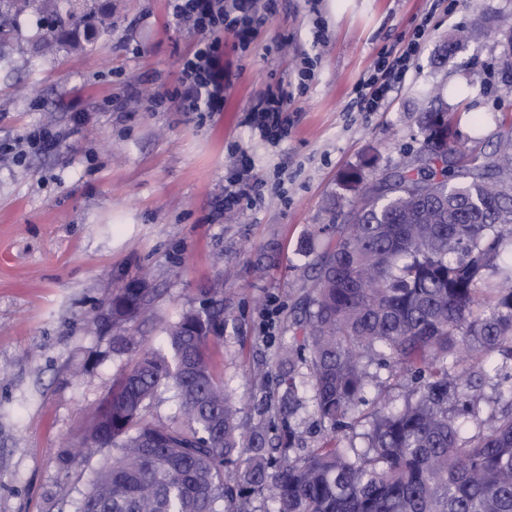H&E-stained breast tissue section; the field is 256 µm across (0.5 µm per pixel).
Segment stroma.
<instances>
[{
    "label": "stroma",
    "mask_w": 512,
    "mask_h": 512,
    "mask_svg": "<svg viewBox=\"0 0 512 512\" xmlns=\"http://www.w3.org/2000/svg\"><path fill=\"white\" fill-rule=\"evenodd\" d=\"M93 36L61 40L38 14H15L0 41V512H73L100 460L84 441L88 415L127 368L114 335L136 351L161 346L169 324L201 310L203 289L224 291V345L215 360L244 415L273 385L282 347L310 290L328 239L319 227L358 197L344 172L401 167L422 145V113L450 112L461 141L494 152L512 122V77L501 68L512 0H279L248 50L218 32L226 81L220 112L157 105L177 84L195 37L175 27L167 0H80ZM428 30L413 66L382 109L354 105L377 57L397 53L420 23ZM484 24L449 50L455 33ZM314 77L298 89L305 60ZM286 92L287 138L272 143L248 114ZM56 134L38 151L26 137ZM252 156L261 198L221 215L230 149ZM149 291L152 316L107 326L122 288ZM358 403L361 448L368 414L402 405L415 386L394 364ZM76 461L58 469L60 449Z\"/></svg>",
    "instance_id": "35a3bbf8"
}]
</instances>
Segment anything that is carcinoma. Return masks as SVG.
<instances>
[{"mask_svg":"<svg viewBox=\"0 0 512 512\" xmlns=\"http://www.w3.org/2000/svg\"><path fill=\"white\" fill-rule=\"evenodd\" d=\"M22 2L51 29L82 23L60 0ZM419 126L422 166L381 177L342 223L319 229L331 243L296 320L302 341L279 356L277 444L216 376L224 289L206 288L211 307L169 325V354L132 359L89 415L85 442L107 456L74 512H512V376L499 383L494 423L462 436L482 400L477 375L500 371L496 354L512 358V262H499L512 249V133L499 155L452 169L447 156L465 151L451 113L427 112ZM150 304L147 289H122L112 324ZM303 352L328 430L311 448L292 425ZM388 358L424 380L402 406L374 410L366 450L347 448L336 431L370 364ZM162 386L177 404L168 422L147 418Z\"/></svg>","mask_w":512,"mask_h":512,"instance_id":"cac0c4a2","label":"carcinoma"}]
</instances>
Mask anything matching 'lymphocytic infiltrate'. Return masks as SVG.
<instances>
[{
	"label": "lymphocytic infiltrate",
	"instance_id": "1",
	"mask_svg": "<svg viewBox=\"0 0 512 512\" xmlns=\"http://www.w3.org/2000/svg\"><path fill=\"white\" fill-rule=\"evenodd\" d=\"M173 21L197 42L182 60L177 85L166 93L169 101L178 102L186 112H220L224 109V61L217 41V31L234 32L241 47H249L254 32L277 13L278 0H168ZM425 34L416 29L406 46L394 57L378 60L371 75L357 87L361 111H378L393 87L408 71ZM288 97L270 94L250 111L249 123L266 140L278 141L288 134ZM254 168L250 155L243 149L234 152V166L224 178V211L239 209L256 191L252 179Z\"/></svg>",
	"mask_w": 512,
	"mask_h": 512
}]
</instances>
